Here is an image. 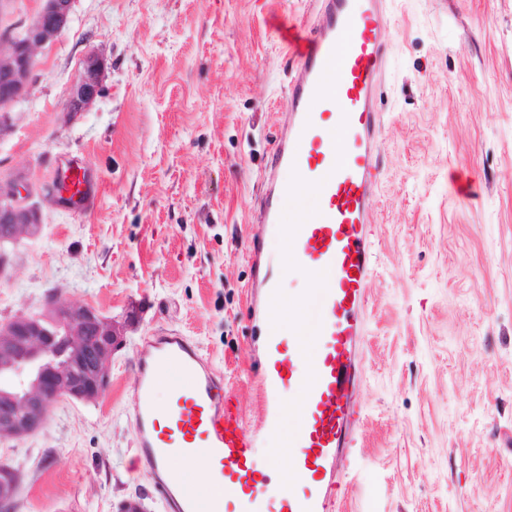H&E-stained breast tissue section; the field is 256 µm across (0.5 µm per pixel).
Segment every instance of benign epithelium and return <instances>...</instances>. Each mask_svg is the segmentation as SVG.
Instances as JSON below:
<instances>
[{
  "mask_svg": "<svg viewBox=\"0 0 512 512\" xmlns=\"http://www.w3.org/2000/svg\"><path fill=\"white\" fill-rule=\"evenodd\" d=\"M42 7L28 23H9V2L0 0V134L13 125L12 109L35 83L37 53L54 43L70 21L74 0H41ZM105 63L91 51L73 82L66 111L84 112L102 94ZM33 195L25 177L0 180V276L9 257L5 247L36 235L42 212L30 202ZM51 315L31 312L0 321V370L17 367L25 356L27 381L15 392H0V438H23L43 428L50 408L60 400L92 401L110 385L112 356L124 342L126 325L97 309L54 297ZM66 336L64 361H57L49 326ZM19 478L0 472V503L16 499Z\"/></svg>",
  "mask_w": 512,
  "mask_h": 512,
  "instance_id": "7a95c632",
  "label": "benign epithelium"
}]
</instances>
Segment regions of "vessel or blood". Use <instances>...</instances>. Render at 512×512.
I'll use <instances>...</instances> for the list:
<instances>
[{
    "label": "vessel or blood",
    "instance_id": "1",
    "mask_svg": "<svg viewBox=\"0 0 512 512\" xmlns=\"http://www.w3.org/2000/svg\"><path fill=\"white\" fill-rule=\"evenodd\" d=\"M318 20L295 46L299 64L280 117L281 137L272 168L287 167L295 182L272 185L264 220L284 235V249L318 279L314 315L281 326L274 309L279 282L264 274L266 354L259 366V421L280 428L285 412L279 394L291 390L301 411L290 433L296 450L294 481L279 507L265 498L252 450L255 440L198 348L186 337L165 333L139 348L135 451L154 475L165 512H323L325 476L335 473L352 416L350 391L361 369L356 349L365 334L361 312L373 266L367 233L379 114L374 106L386 56L381 32L387 22L383 0H318ZM51 182L69 209L97 208L100 181L84 159L54 168ZM315 189L312 213L286 211L289 198ZM290 224H282V214ZM308 336L311 347L295 337ZM179 383L168 409L157 390L163 377ZM216 465L207 488L190 484L183 472L199 454Z\"/></svg>",
    "mask_w": 512,
    "mask_h": 512
}]
</instances>
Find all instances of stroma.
<instances>
[{
	"label": "stroma",
	"instance_id": "1",
	"mask_svg": "<svg viewBox=\"0 0 512 512\" xmlns=\"http://www.w3.org/2000/svg\"><path fill=\"white\" fill-rule=\"evenodd\" d=\"M386 9L375 274L329 512H512V0ZM315 19V0H74L39 52L0 135V177L34 185L43 224L7 248L0 320L38 311L51 290L138 318L100 399L59 401L39 432L0 439L17 512H117L129 498L165 512L134 450L146 338L195 344L254 425L265 327L247 246L276 249L259 201L297 69L286 39ZM91 51L105 91L66 112ZM73 157L101 179L94 212L41 193Z\"/></svg>",
	"mask_w": 512,
	"mask_h": 512
}]
</instances>
